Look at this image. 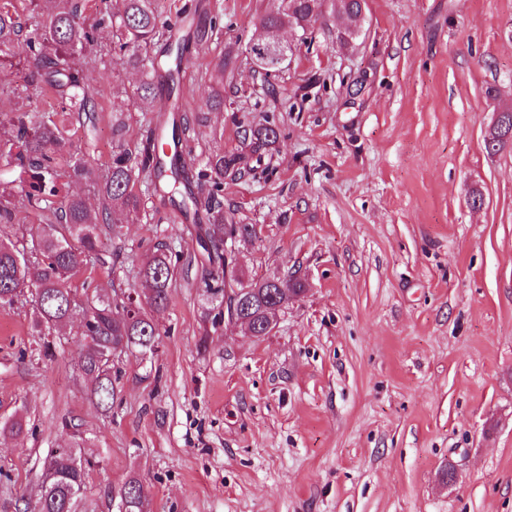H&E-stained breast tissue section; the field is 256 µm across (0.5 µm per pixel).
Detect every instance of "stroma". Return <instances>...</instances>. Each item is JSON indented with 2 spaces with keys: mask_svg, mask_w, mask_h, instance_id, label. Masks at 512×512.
<instances>
[{
  "mask_svg": "<svg viewBox=\"0 0 512 512\" xmlns=\"http://www.w3.org/2000/svg\"><path fill=\"white\" fill-rule=\"evenodd\" d=\"M186 4L222 15L185 54L190 192L152 194L149 222L112 214L100 261L70 282L79 303L132 288L140 254L166 241L184 262L153 315L160 344L119 360L107 411L77 375L79 322L44 337L28 304L0 306V415L35 428L0 435V512L35 502L45 449L79 436L92 512H118L132 479L150 512H512V148L484 146L512 104V0H366L346 47L327 8L306 34L281 29L295 50L272 78L248 47L280 0H155L170 22ZM95 38L76 55L94 110L68 124L72 156L102 179L157 115L134 104L141 74L111 28ZM59 104L25 65L0 66V134ZM259 125L279 137L255 152L243 136ZM219 149L243 157L224 220L256 230L238 273L307 283L260 339L212 321L197 173Z\"/></svg>",
  "mask_w": 512,
  "mask_h": 512,
  "instance_id": "obj_1",
  "label": "stroma"
}]
</instances>
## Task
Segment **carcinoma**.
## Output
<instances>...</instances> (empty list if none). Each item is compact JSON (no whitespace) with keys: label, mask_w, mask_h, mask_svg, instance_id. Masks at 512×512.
Masks as SVG:
<instances>
[{"label":"carcinoma","mask_w":512,"mask_h":512,"mask_svg":"<svg viewBox=\"0 0 512 512\" xmlns=\"http://www.w3.org/2000/svg\"><path fill=\"white\" fill-rule=\"evenodd\" d=\"M54 8L43 15L40 23L24 27L13 9L12 0H0V54L23 57L29 64L31 81L44 84L65 97V108L89 111L90 98L78 72L66 60V55L93 40V27L79 22L88 0H48ZM336 13L343 19L340 40L347 43L357 37L363 20L364 0H331ZM282 7L264 14L260 25L269 34L288 25L303 32L322 12L323 0H281ZM99 22L112 16L116 27L115 48L124 53L129 66L146 72V78L136 89L138 105L150 112L161 111L155 87V75L166 76L167 96L178 102V81L174 65L183 59V48L169 35L170 23L159 18L154 0H114L112 11H97ZM278 131L259 125L244 131L243 139L259 151L278 139ZM176 143L171 156L166 146ZM485 148L498 153L512 145V107L497 112L486 133ZM187 144L176 136L162 137L153 142L150 155H167L169 164L159 165L154 175V188H165L171 194L181 192L185 185L182 154ZM69 154V131L64 122L51 113L34 122L24 114L14 121V131L0 136V157L10 159L17 177L15 185L0 187V224L15 223L11 199L16 188H21L27 201L51 213L47 222L30 231V244L18 246L12 239L0 236V306H12L23 290L32 288L38 299L32 304L34 325L38 331H51L67 322L79 319L83 336L79 369L92 383L91 396L96 404L111 408L118 399L119 372L114 361L128 353L142 355L156 350L160 331L151 317V311L168 306L169 287L175 277L171 270L170 247L162 242L153 245L140 262V288L137 307L133 310L114 299L89 297L81 311H76L69 281L92 258L98 255L100 226L116 209L134 217L147 215L145 197L150 188L136 189L140 170L132 162L129 152L112 155L109 173L98 182L92 169L80 159H65ZM240 172V156L215 151L207 157L201 176L212 181V193L206 210L212 224L205 234L210 240L209 261L224 269V278L210 288L212 294L227 303L240 302L238 292L248 290V302L237 315L249 320L257 335L270 332V317L288 305V301L305 292V283L297 277L243 280L233 265L231 253L224 248V238L235 234L241 239L253 236L249 224L224 223V177ZM84 182L101 200V207L93 210L87 200L69 192L71 183ZM62 206L53 207L56 198ZM23 416L14 413L0 420V433L20 436L25 432ZM88 462L66 449L48 450L43 460L45 487L34 509L24 505L23 512H89L84 498L85 475ZM120 512H146L147 495L143 485L130 480L116 492Z\"/></svg>","instance_id":"1"}]
</instances>
